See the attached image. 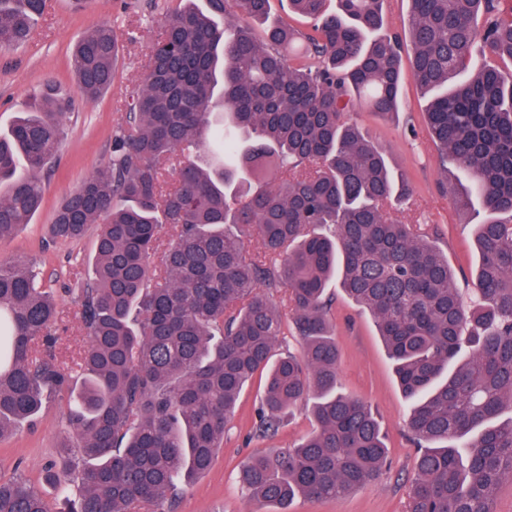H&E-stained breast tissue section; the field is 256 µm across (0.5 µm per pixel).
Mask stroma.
Wrapping results in <instances>:
<instances>
[{
    "label": "stroma",
    "mask_w": 512,
    "mask_h": 512,
    "mask_svg": "<svg viewBox=\"0 0 512 512\" xmlns=\"http://www.w3.org/2000/svg\"><path fill=\"white\" fill-rule=\"evenodd\" d=\"M176 6L177 0H90L80 9L72 0H45L43 16L28 41L0 48V132L9 128L29 97L46 84L60 87L74 104L65 116V134L52 168L42 175L41 209L29 224L0 241V262L33 267L40 282L58 295L53 334L54 351L61 357H77L86 341L79 300L71 289L89 274L97 228L89 226L82 238L64 241L50 239L49 226L63 198L93 170L109 163L113 136L126 121L124 103L141 84L150 47ZM100 25L114 30L119 56L111 87L90 100L78 85L72 51L82 34ZM425 105L420 88L407 76L394 117L381 118L360 108L352 118L368 140L386 151L392 171L411 182L414 206L408 219L420 222L428 240L447 254L457 285L465 291L472 286L478 260L474 225L471 214L453 205V193L460 189L463 177L455 170L441 173L424 118ZM329 291L335 296L330 318L341 350L340 382L347 392L378 411L387 434L390 466L375 482L340 501L298 497L288 504L287 512H403L417 456L406 426L410 405L395 382L373 317L341 293L338 282H331ZM263 385L262 378H254L242 393L210 469L179 481L177 512H254V504L239 483L241 467L252 457L293 445L311 431L309 413L301 406L276 435L258 436ZM66 414V400H56L33 424L0 439V473H23L49 499L55 488L43 479L46 465H54L60 481L75 483L76 471L56 454L68 431Z\"/></svg>",
    "instance_id": "stroma-1"
}]
</instances>
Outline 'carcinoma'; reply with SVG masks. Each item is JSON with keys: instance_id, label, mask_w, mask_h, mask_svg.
Wrapping results in <instances>:
<instances>
[{"instance_id": "obj_1", "label": "carcinoma", "mask_w": 512, "mask_h": 512, "mask_svg": "<svg viewBox=\"0 0 512 512\" xmlns=\"http://www.w3.org/2000/svg\"><path fill=\"white\" fill-rule=\"evenodd\" d=\"M175 9L151 48L109 164L56 209V239L98 226L94 278L79 289L86 344L56 358V299L26 265L0 264V438L66 393L82 457L78 484L44 498L0 477V512H175L176 482L204 473L241 392L266 373L258 432L310 405L300 443L252 458L239 481L258 510L297 495L339 501L387 460L380 423L338 387L328 282L367 310L406 398L419 448L405 512H494L512 479V0H408L404 32L385 0H288L306 30L268 23L271 0ZM44 0H0V47L24 42ZM484 23L477 24L478 17ZM427 96L438 165L467 173L454 206L477 219L474 296L463 304L448 256L390 216L413 190L350 118L398 111L402 54ZM117 40L82 35L85 96L112 84ZM71 102L32 98L0 135V240L42 206L40 174ZM24 161L27 174L17 175ZM178 166L175 182L166 171ZM259 250L248 256L242 235ZM162 254V264L154 258ZM284 289L300 350L275 356Z\"/></svg>"}]
</instances>
